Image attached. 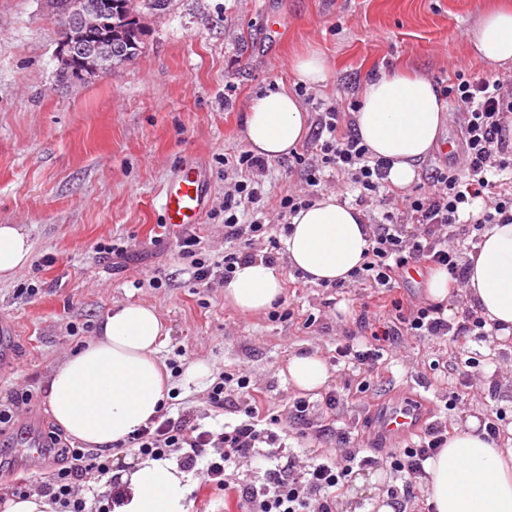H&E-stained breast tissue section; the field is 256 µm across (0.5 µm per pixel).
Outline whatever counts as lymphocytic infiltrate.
<instances>
[{"label": "lymphocytic infiltrate", "mask_w": 512, "mask_h": 512, "mask_svg": "<svg viewBox=\"0 0 512 512\" xmlns=\"http://www.w3.org/2000/svg\"><path fill=\"white\" fill-rule=\"evenodd\" d=\"M457 112L462 129V152L459 163L431 170L426 185L417 187L402 198L399 212L383 211L382 218L372 229L371 243L364 261L350 274V285H365L382 292L393 291L409 267L422 264L446 270L452 285H459L465 275V265L455 242L468 232H481L486 225L496 223L498 216L512 211V188L505 186L500 175L512 172V79L495 75L468 74L456 71L453 83L442 91ZM314 153L293 152V164L298 167L304 185L287 190L280 199L279 220H286L308 206L316 187L322 182L324 169H332L346 178L364 200L383 202V189L388 188L386 162L372 158L362 144L344 112L327 105L315 119ZM224 166L236 179L224 193V234L241 242V249L226 252L222 261L210 262L203 254L201 238L196 230L185 231L178 244L180 258L189 260L197 284L208 283L214 271L232 278L239 261L249 259V248L258 240H266L265 261L276 263L279 241L272 224L263 219L240 223L237 210L242 203H258L260 179L268 168L265 158L248 152L226 157ZM484 207L470 224H461L459 214L472 207L476 200ZM393 312L383 330L374 333L373 343L354 349L339 348L340 357L370 365L377 358L376 341H390L399 334L412 336H474L487 339L486 322L477 310L464 308L456 325L438 316L436 307H405L394 300ZM236 384L244 403V421L232 431L213 434L208 430L191 435L185 418L173 419L159 415L148 426L139 429L126 442L139 454L165 459L179 453L186 470L201 469L205 482L221 489L232 490L240 512H336V494L345 487L354 468L374 465V456L358 452L338 454L323 451L318 463L306 469L272 472L262 485L251 483L230 485L226 465L232 458H250L258 444L275 443L274 432L257 429L259 416L251 402L252 388L247 376L219 377L210 388L213 408L223 409L224 389ZM447 424H428L417 442L392 449L385 454L391 472L409 476L403 488L391 489L392 498L407 500L415 490L426 487L428 474L425 462L438 454L448 443ZM217 449V456H208V449ZM65 464L55 468L42 482L40 491L58 504L60 512H86V503L79 494L81 482L102 479L112 465L106 454L85 448H63Z\"/></svg>", "instance_id": "1"}]
</instances>
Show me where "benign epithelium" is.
<instances>
[{
  "label": "benign epithelium",
  "mask_w": 512,
  "mask_h": 512,
  "mask_svg": "<svg viewBox=\"0 0 512 512\" xmlns=\"http://www.w3.org/2000/svg\"><path fill=\"white\" fill-rule=\"evenodd\" d=\"M57 14L54 54L66 83L83 84L138 57L112 49V36L101 34L102 28L112 26V0H69Z\"/></svg>",
  "instance_id": "7a95c632"
}]
</instances>
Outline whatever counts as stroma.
I'll list each match as a JSON object with an SVG mask.
<instances>
[{
    "label": "stroma",
    "instance_id": "obj_1",
    "mask_svg": "<svg viewBox=\"0 0 512 512\" xmlns=\"http://www.w3.org/2000/svg\"><path fill=\"white\" fill-rule=\"evenodd\" d=\"M499 0H170L147 19L143 49L134 62L79 86L57 83V16L50 0H0V224H17L33 244L31 264L0 282V404L30 391L23 413H36L43 432L55 430L48 413L51 370L94 338L112 307L139 302L154 307L168 334L161 362L182 367L203 361L214 374L250 379L261 415L278 418L276 444H261L258 458L231 462L237 483L261 484L266 468L306 464L336 440L320 435L330 425L357 436L393 403L414 400L425 422L456 427L464 415L493 411L512 423V338L455 344L445 336H400L372 366L338 356V347L364 340L362 318H374L393 298L426 303L427 270L400 280L393 294L363 285H312L293 271L272 311L245 314L224 300V280L199 286L177 253V238L162 227L161 193L185 160L200 159L211 198L198 226L206 254L217 258L224 238L225 155L244 151L242 119L249 99L283 87L295 91L293 58L322 53L330 77L307 89V112L358 100L373 77L405 70L433 84L447 82L451 65L512 75L492 68L471 50L480 16ZM288 158L270 160L258 204L274 218L281 193L299 184ZM129 244L115 261L101 245ZM159 288L149 287L152 277ZM78 335H70V326ZM308 351L325 362L330 378L308 394L314 427L301 432L290 412L298 396L284 372L290 354ZM479 358L474 395L456 407L459 354ZM367 393H360L361 383ZM171 416L190 412L193 424L216 433L243 418L238 396L227 391L224 411L212 408L208 387L174 377ZM341 404L326 408L325 392ZM394 479L379 463L354 469L338 497V512H376Z\"/></svg>",
    "mask_w": 512,
    "mask_h": 512
}]
</instances>
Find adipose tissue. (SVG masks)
<instances>
[{
  "mask_svg": "<svg viewBox=\"0 0 512 512\" xmlns=\"http://www.w3.org/2000/svg\"><path fill=\"white\" fill-rule=\"evenodd\" d=\"M475 53L489 63L512 65V10L479 19L471 38ZM446 121L445 105L433 83L404 73L369 80L355 114V128L371 156L389 161L388 179L398 187L413 182L420 163L436 149ZM309 115L288 90L251 99L244 118L249 149L265 158L289 155L305 138ZM372 232L363 210L340 193L321 194L291 218L281 238L286 267L250 259L224 285V299L244 313H259L278 299L283 270L311 284L348 280L367 251ZM32 244L15 224H0V280L30 265ZM488 320L498 338L512 336V220L488 225L468 255L458 289ZM166 330L153 307L125 303L106 314L97 336L55 366L48 408L53 421L88 448L124 442L159 415L172 390L157 357ZM287 374L297 389L324 387L328 369L314 353L295 352ZM433 512H512V446L489 438L477 416H468L448 444L425 464ZM126 494L114 512H189L188 475L166 460L140 459L118 473Z\"/></svg>",
  "mask_w": 512,
  "mask_h": 512,
  "instance_id": "ef3b65f1",
  "label": "adipose tissue"
}]
</instances>
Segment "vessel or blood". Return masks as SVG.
I'll return each mask as SVG.
<instances>
[{
  "label": "vessel or blood",
  "mask_w": 512,
  "mask_h": 512,
  "mask_svg": "<svg viewBox=\"0 0 512 512\" xmlns=\"http://www.w3.org/2000/svg\"><path fill=\"white\" fill-rule=\"evenodd\" d=\"M207 183L201 163L182 164L163 189L162 210L169 231L180 232L201 223L207 210ZM420 413L410 404L387 408L379 418V431L392 438L406 440L416 433Z\"/></svg>",
  "instance_id": "1"
}]
</instances>
